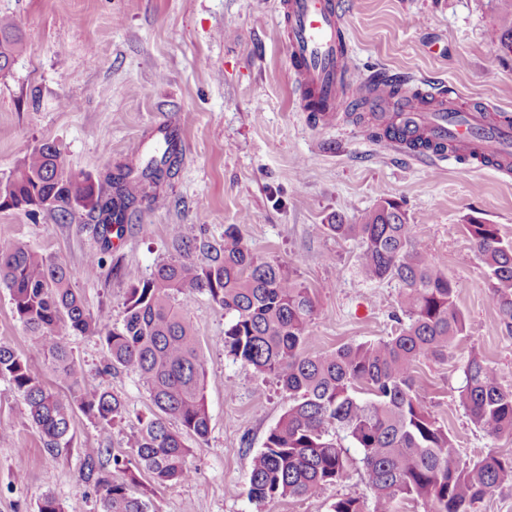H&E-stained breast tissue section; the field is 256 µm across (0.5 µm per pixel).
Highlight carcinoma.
Instances as JSON below:
<instances>
[{"instance_id":"1","label":"carcinoma","mask_w":512,"mask_h":512,"mask_svg":"<svg viewBox=\"0 0 512 512\" xmlns=\"http://www.w3.org/2000/svg\"><path fill=\"white\" fill-rule=\"evenodd\" d=\"M21 43L15 21L0 18V73L9 70ZM180 155L178 135L167 131L138 167H118L97 183L66 170L56 146L43 143L0 182V210H49L61 219L83 211L95 224L100 254L110 253L112 235H121L132 213L158 202ZM327 228L360 242L366 280L397 283L400 314L386 338L315 354L307 350L316 313L311 289L284 265L256 257L232 224L218 245L187 227L178 257L159 263L148 278L129 276L119 327L111 325L108 312L85 308L67 265L24 243L0 241V286L8 290L44 364L73 398L62 403L27 359L0 345V379L23 399L44 452L55 455L68 446L76 408L103 428L123 416L119 396L107 389L83 391L82 367L65 340L72 333L98 338L105 368L136 373L158 410L139 420L130 457L112 456L113 469L127 479L106 471L109 449H86L81 474L99 493L100 512H150L148 500L128 493L127 482L140 469L159 486L192 477L183 435L204 439L210 424L201 347L180 303L194 291L207 293L224 310L226 355L275 380L288 397V409L253 457L250 498L323 497L348 475L344 439L361 450L371 509L358 498L342 497L330 512H398L404 501L420 502L427 512H476L477 504L512 482V457L490 449L462 459L454 437L425 405L417 363L447 358L448 348L466 332V318L456 302L457 283L417 247L406 211L383 196L358 223ZM468 230L488 267L500 320L512 335V240L495 224L473 221ZM197 250L210 253L208 263L194 261ZM463 375L456 404L473 425L491 438L512 435V390L501 386L496 367L474 352ZM170 420L178 429L168 426Z\"/></svg>"}]
</instances>
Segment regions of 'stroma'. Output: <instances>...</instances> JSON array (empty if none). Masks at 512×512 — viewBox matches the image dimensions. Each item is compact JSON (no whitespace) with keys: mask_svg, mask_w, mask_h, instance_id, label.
Wrapping results in <instances>:
<instances>
[{"mask_svg":"<svg viewBox=\"0 0 512 512\" xmlns=\"http://www.w3.org/2000/svg\"><path fill=\"white\" fill-rule=\"evenodd\" d=\"M278 0H0V16L23 30L9 73L0 76V181L35 146L56 144L72 173L103 180L137 160L176 129L179 171L153 209L126 225L97 276L87 257L99 250L84 212L62 221L0 210V239L26 243L67 264L90 312L108 310L120 323L129 276H150L176 256L183 225L210 241L236 225L257 256L276 260L313 291L317 312L309 352L374 341L395 328L399 288L358 272L361 246L327 232L356 223L381 197L406 210L420 247L458 284L467 332L445 360H421L425 403L448 429L464 459L495 449L512 456V437L493 439L455 402L463 366L479 352L512 389V335L500 322L494 290L465 227L479 220L512 239V176L474 171L457 162L440 168L408 161L372 141L364 125L312 124L296 109L297 89L277 11ZM358 76L384 73L411 84L427 80L463 101L512 116V13L502 0H338ZM205 361L210 429L186 437L189 482L159 486L147 473L130 485L153 512H330L340 497L369 499L361 453L349 451L348 477L321 498L249 499L251 462L288 400L275 381L224 354V312L202 292L182 301ZM85 373V387L121 396L123 419L104 429L82 412L71 442L43 451L26 407L0 379V512H37L46 494L63 512H98L99 495L82 482L85 449L127 454L139 421L155 408L138 376L103 367L97 338L67 339ZM0 344L26 357L59 399L70 392L45 372L42 358L0 287ZM234 384L226 394V384Z\"/></svg>","mask_w":512,"mask_h":512,"instance_id":"stroma-1","label":"stroma"}]
</instances>
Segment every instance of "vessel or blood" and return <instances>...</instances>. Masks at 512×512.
I'll return each instance as SVG.
<instances>
[{
  "mask_svg": "<svg viewBox=\"0 0 512 512\" xmlns=\"http://www.w3.org/2000/svg\"><path fill=\"white\" fill-rule=\"evenodd\" d=\"M291 71L299 90V108L325 126L337 124L352 100L371 105L383 101L378 79L355 81L336 0H279ZM389 114L391 147H405L415 162L439 165L444 153L434 145L449 139L470 148L472 169L489 168L491 161L512 154V124L491 122L484 106L447 103L440 91L425 92L410 102L396 101Z\"/></svg>",
  "mask_w": 512,
  "mask_h": 512,
  "instance_id": "obj_1",
  "label": "vessel or blood"
}]
</instances>
